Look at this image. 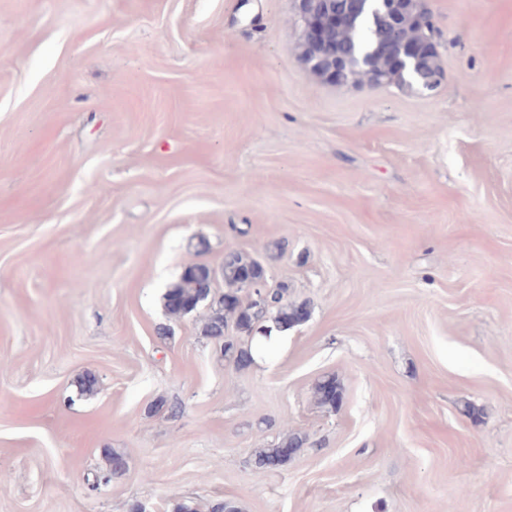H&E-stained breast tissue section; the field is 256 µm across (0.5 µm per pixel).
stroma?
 Returning a JSON list of instances; mask_svg holds the SVG:
<instances>
[{"instance_id": "obj_1", "label": "stroma", "mask_w": 512, "mask_h": 512, "mask_svg": "<svg viewBox=\"0 0 512 512\" xmlns=\"http://www.w3.org/2000/svg\"><path fill=\"white\" fill-rule=\"evenodd\" d=\"M428 5L431 97L293 0H0V512H512V0ZM229 250L309 311L244 368L163 300ZM295 16L301 29L299 41H313L328 17H315V11L322 8L328 16L336 19V0H294ZM378 3L370 5L367 14L355 26H346L328 32L327 37L336 43L340 54L358 52L366 48L373 50L369 65L361 70H347L344 74L345 85L402 86L398 71L390 59L380 49L381 36H384L383 22L380 20ZM315 397L318 404L336 408L341 399L340 388L333 379L322 380L315 387ZM305 444V438L298 433L285 434L279 438L272 448L261 449L255 457L259 468L270 465L284 464L294 456Z\"/></svg>"}]
</instances>
